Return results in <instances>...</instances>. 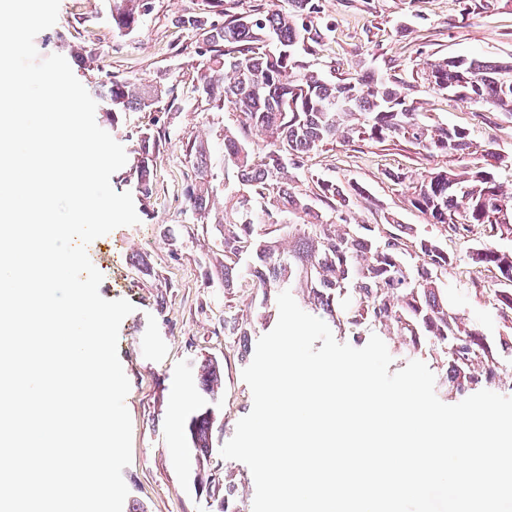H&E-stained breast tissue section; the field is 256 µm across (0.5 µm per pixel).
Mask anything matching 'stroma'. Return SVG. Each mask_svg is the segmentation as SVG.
<instances>
[{
    "label": "stroma",
    "instance_id": "obj_1",
    "mask_svg": "<svg viewBox=\"0 0 512 512\" xmlns=\"http://www.w3.org/2000/svg\"><path fill=\"white\" fill-rule=\"evenodd\" d=\"M150 9L132 32L113 30L106 0H61L56 24L35 38L40 56L59 54L86 89L99 82L126 80L161 89L156 104L118 113L107 121L96 110L99 127L135 157L143 134L158 136L150 196L136 191L129 167L111 177L116 192H131L139 224L120 227L87 247L102 273L99 292L108 300L125 299L134 310L119 330L118 355L130 382L126 406L132 420V460L123 470L128 488L123 512H216L225 485H233L240 512H252L255 483L250 469L222 458L219 450L235 433L253 404L242 378L246 366L236 343L224 335V315L245 308L242 290L224 288V249L213 225L197 222L187 207L185 189L192 168L182 152L190 136L208 139L221 149L225 127H238L236 113L205 100L197 73L208 46L183 26L188 15H201L215 26L223 14L207 0H149ZM327 33L321 43L305 42L297 58L331 81L372 70L396 82L430 124L469 132L466 153H434L394 139L335 143L305 154L296 171L298 184L317 196V180L353 182L360 189L350 202L352 223L381 224L392 217L419 234L437 235L455 258L440 276L448 301L488 336L502 323L489 294L495 270L475 264L473 248L494 241L512 252V237H491L487 227L454 235L436 231L428 216L408 201V184L431 172H459L478 162L485 151L504 161L496 180L512 194V116L431 90L426 64L465 56L512 60V0H320ZM93 51V63L80 62L75 50ZM224 367V389L213 426L211 464L222 466L225 484L199 482L201 465L180 434V459L169 455L173 418L187 420L201 404L194 379L202 360ZM180 388L188 400L173 413L171 392Z\"/></svg>",
    "mask_w": 512,
    "mask_h": 512
}]
</instances>
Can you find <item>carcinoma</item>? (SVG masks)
I'll return each instance as SVG.
<instances>
[{
    "mask_svg": "<svg viewBox=\"0 0 512 512\" xmlns=\"http://www.w3.org/2000/svg\"><path fill=\"white\" fill-rule=\"evenodd\" d=\"M107 3L112 27L119 32L132 31L149 9V0ZM319 12L316 0H288L285 11L230 15L221 27L183 21L202 31L209 46L208 62L197 75L199 90L238 112L243 123L240 131L224 128V215L215 224L224 239V288H249L260 301L255 316L235 315L224 321V329L248 340L265 327L275 295L296 291L343 334L383 336L406 356L424 341L441 349L451 399L499 382V359H512V252L491 242L472 251L474 262L498 272V287L489 292L504 329L490 338L448 307V291L433 272L448 268L453 258L438 240L393 218L385 233L377 224L350 223L346 208L361 193L351 183L318 182L319 196L334 203L319 209L288 170L290 165L299 168L302 155L336 142L339 135L377 142L404 139L428 153L464 151L471 145L468 132L429 124L397 85L372 71L349 82H332L314 71L296 70V62L282 51L321 38L314 27ZM425 75L435 90L461 91L463 100L512 115V81H504L512 77V62L458 56L429 64ZM94 95L116 113L148 107L162 90L109 80ZM157 147L156 137H143L131 168L145 195L151 192ZM182 149L194 171L187 205L197 220L207 221L214 193L212 147L190 136ZM503 161L501 154L489 151L467 171L426 174L412 183L409 202L446 231L459 234L478 224L511 236L512 206L494 175ZM411 237L418 249L414 255L407 248ZM196 380L210 404L190 416L186 431L192 448L207 458L213 428L208 409L224 380L219 362L201 363Z\"/></svg>",
    "mask_w": 512,
    "mask_h": 512,
    "instance_id": "carcinoma-1",
    "label": "carcinoma"
}]
</instances>
